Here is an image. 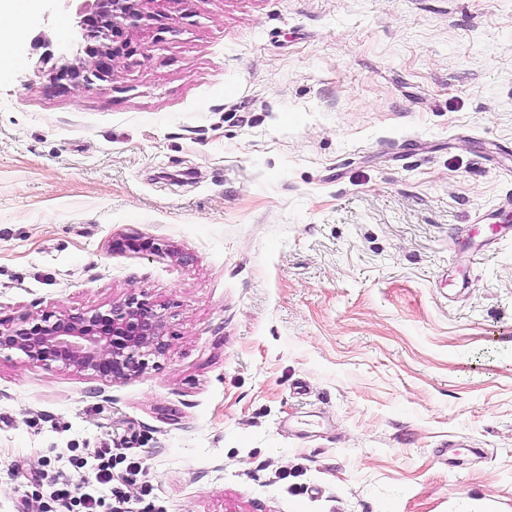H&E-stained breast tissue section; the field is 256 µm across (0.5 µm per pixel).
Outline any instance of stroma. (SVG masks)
<instances>
[{"label": "stroma", "instance_id": "obj_1", "mask_svg": "<svg viewBox=\"0 0 512 512\" xmlns=\"http://www.w3.org/2000/svg\"><path fill=\"white\" fill-rule=\"evenodd\" d=\"M146 9L90 91L34 75L60 5L0 49V318L133 294L168 340L0 357V512L108 460L100 512H512V0Z\"/></svg>", "mask_w": 512, "mask_h": 512}]
</instances>
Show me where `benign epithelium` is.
Returning <instances> with one entry per match:
<instances>
[{
  "instance_id": "7a95c632",
  "label": "benign epithelium",
  "mask_w": 512,
  "mask_h": 512,
  "mask_svg": "<svg viewBox=\"0 0 512 512\" xmlns=\"http://www.w3.org/2000/svg\"><path fill=\"white\" fill-rule=\"evenodd\" d=\"M146 0H80L71 27L43 43V74L55 85L84 90L112 78L114 64L134 53L126 33L147 25ZM165 315L131 295L104 311H43L0 320V354L34 365L88 373L107 382L141 374L167 349Z\"/></svg>"
}]
</instances>
